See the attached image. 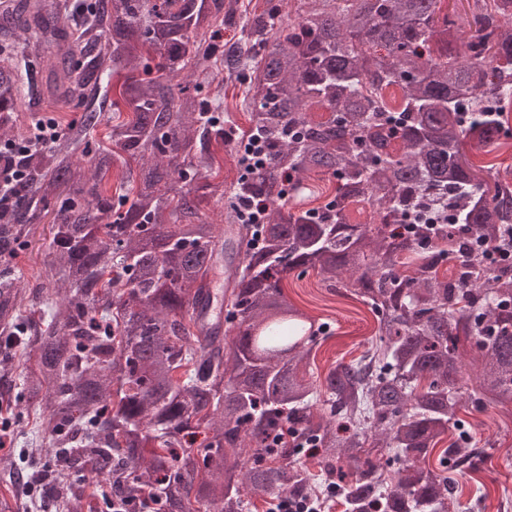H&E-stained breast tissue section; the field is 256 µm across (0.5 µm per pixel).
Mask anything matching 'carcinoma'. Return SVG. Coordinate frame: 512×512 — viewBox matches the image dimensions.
<instances>
[{
	"label": "carcinoma",
	"mask_w": 512,
	"mask_h": 512,
	"mask_svg": "<svg viewBox=\"0 0 512 512\" xmlns=\"http://www.w3.org/2000/svg\"><path fill=\"white\" fill-rule=\"evenodd\" d=\"M21 46L51 62L49 97L82 104L0 209V381L16 349L34 352L7 407L35 410L27 453L56 512L135 505L147 487L160 512H249L283 492L317 497L322 474L337 475L344 512H450L444 472L481 460L463 403L512 407V265L472 250L512 225V184L464 150L508 139L512 0L463 14L443 0H277L246 22L237 0H0V128L25 111ZM219 62L224 80L247 81L250 114L227 184L212 180L210 145L233 123L201 98ZM127 66L142 67L122 84L133 118L86 166ZM184 72L193 86L175 82ZM253 135L264 163L245 177ZM312 173L332 193L293 208ZM201 189L227 201L235 264ZM57 192L50 260L27 288L11 259ZM252 196L266 202L259 226L236 208ZM362 203L370 224H353ZM310 269L377 322L370 346L322 378L304 371L331 324L282 289ZM463 342L476 348L470 392ZM309 448L318 474L297 461ZM28 502L0 476V512Z\"/></svg>",
	"instance_id": "cac0c4a2"
}]
</instances>
